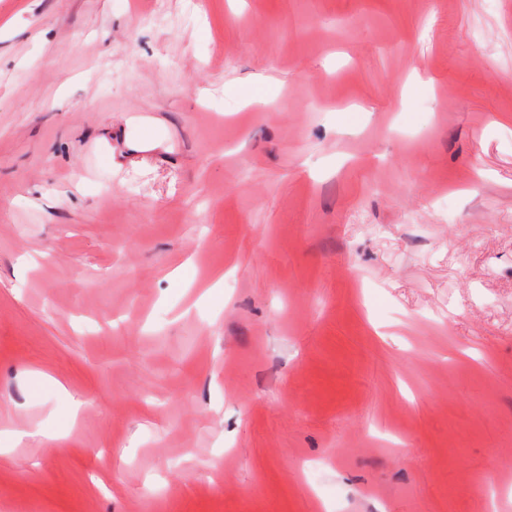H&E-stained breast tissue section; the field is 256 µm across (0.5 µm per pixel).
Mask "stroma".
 I'll use <instances>...</instances> for the list:
<instances>
[{
	"instance_id": "1",
	"label": "stroma",
	"mask_w": 512,
	"mask_h": 512,
	"mask_svg": "<svg viewBox=\"0 0 512 512\" xmlns=\"http://www.w3.org/2000/svg\"><path fill=\"white\" fill-rule=\"evenodd\" d=\"M6 428L0 512H512V0H0Z\"/></svg>"
}]
</instances>
